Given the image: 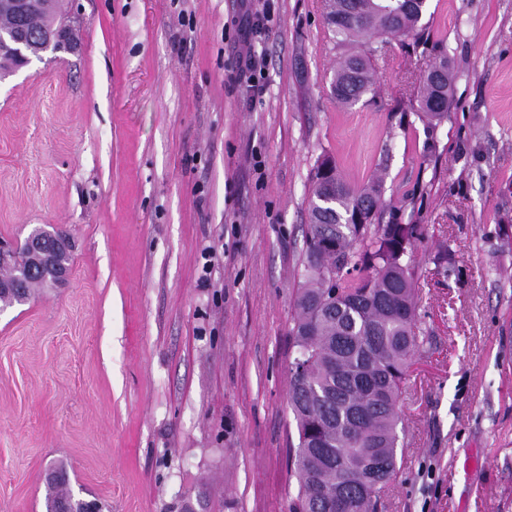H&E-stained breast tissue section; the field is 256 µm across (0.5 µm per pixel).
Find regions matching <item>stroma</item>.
Wrapping results in <instances>:
<instances>
[{
  "mask_svg": "<svg viewBox=\"0 0 512 512\" xmlns=\"http://www.w3.org/2000/svg\"><path fill=\"white\" fill-rule=\"evenodd\" d=\"M251 4L256 101L233 79ZM63 8L73 49L0 79V240L75 242L65 286L0 312V512H45L53 462L111 512H287L288 331L325 154L352 185L382 177L380 223L419 234L424 342L380 512H512V0H427L424 45L387 38L352 108L324 0ZM452 83V68L447 57L431 64L424 74L419 108L429 122H441L448 114Z\"/></svg>",
  "mask_w": 512,
  "mask_h": 512,
  "instance_id": "1",
  "label": "stroma"
}]
</instances>
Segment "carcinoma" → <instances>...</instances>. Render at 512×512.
Segmentation results:
<instances>
[{
	"instance_id": "obj_1",
	"label": "carcinoma",
	"mask_w": 512,
	"mask_h": 512,
	"mask_svg": "<svg viewBox=\"0 0 512 512\" xmlns=\"http://www.w3.org/2000/svg\"><path fill=\"white\" fill-rule=\"evenodd\" d=\"M426 0H325L324 22L345 46L363 40L360 54L343 56L331 90L345 107L373 91L374 39L418 31ZM57 0L18 19L0 13V31L27 40L32 57L57 50L42 33L56 27ZM453 83L443 57L423 76L419 108L430 121L446 117ZM311 186L309 224L289 330L295 357L289 363L288 408L297 439H288L289 478L297 492L288 512H379L381 496L397 477L399 436L396 407L407 370L420 347L413 288V224H377L382 180L359 189L337 173H321ZM41 228L9 244L3 277L20 287L0 291V305L29 301L45 282L29 273L30 240ZM68 478L48 481L45 512H86L92 501L67 490Z\"/></svg>"
}]
</instances>
